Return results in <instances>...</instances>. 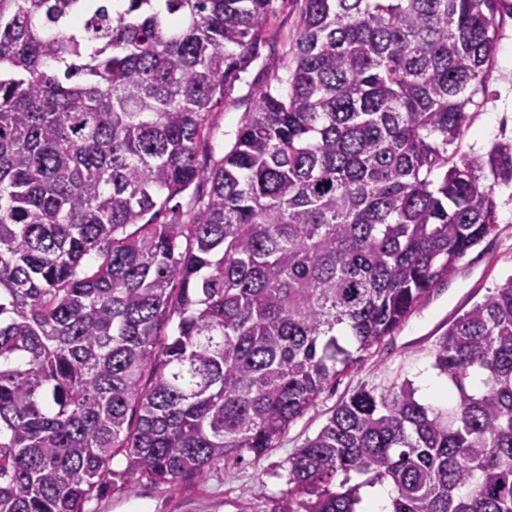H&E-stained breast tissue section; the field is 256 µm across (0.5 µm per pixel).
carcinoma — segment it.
Masks as SVG:
<instances>
[{"mask_svg": "<svg viewBox=\"0 0 512 512\" xmlns=\"http://www.w3.org/2000/svg\"><path fill=\"white\" fill-rule=\"evenodd\" d=\"M117 3L0 0V512H83L118 455L126 491L261 461L512 182V146L448 154L512 0H303L295 66L209 167L275 0ZM433 368L448 409L355 392L275 512H358L362 485L389 512H512V277Z\"/></svg>", "mask_w": 512, "mask_h": 512, "instance_id": "carcinoma-1", "label": "carcinoma"}]
</instances>
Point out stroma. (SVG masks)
Returning <instances> with one entry per match:
<instances>
[{
    "label": "stroma",
    "mask_w": 512,
    "mask_h": 512,
    "mask_svg": "<svg viewBox=\"0 0 512 512\" xmlns=\"http://www.w3.org/2000/svg\"><path fill=\"white\" fill-rule=\"evenodd\" d=\"M302 0H276L275 17L261 56L232 96L217 104L210 117L211 150L201 162L222 157L242 117L275 77L293 67L292 48L300 32ZM469 127L450 148L455 159L486 155L493 146L512 143V17L497 29L496 53L485 77ZM497 229L459 262L456 272L432 288L404 325L366 354L357 367L323 393L315 408L293 423L278 448L260 462L227 463L200 476L185 478L177 490L141 482L134 491L104 485L84 506L85 512H271L287 488V459L314 437L342 400L358 390L378 393L412 381L418 399L439 405L432 392L440 377L433 367L436 344L450 324L489 289L512 277V186L495 189Z\"/></svg>",
    "instance_id": "obj_1"
}]
</instances>
